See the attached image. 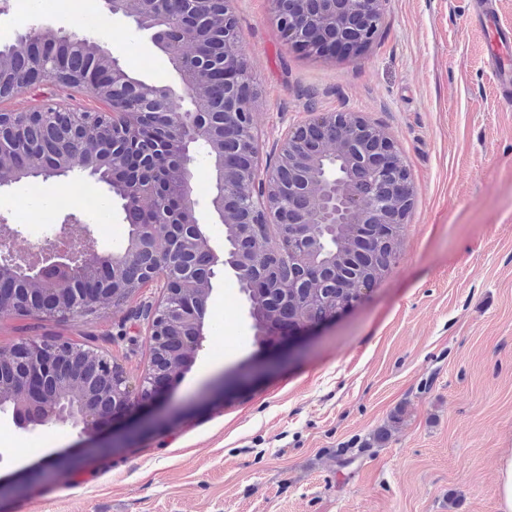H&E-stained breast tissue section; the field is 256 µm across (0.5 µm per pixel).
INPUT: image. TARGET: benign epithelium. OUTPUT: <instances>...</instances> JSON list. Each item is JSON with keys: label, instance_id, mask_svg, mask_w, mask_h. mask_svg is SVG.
<instances>
[{"label": "benign epithelium", "instance_id": "benign-epithelium-1", "mask_svg": "<svg viewBox=\"0 0 512 512\" xmlns=\"http://www.w3.org/2000/svg\"><path fill=\"white\" fill-rule=\"evenodd\" d=\"M276 27L288 41L313 54H323L336 46L357 49L371 44L384 18L386 0H271ZM123 7L112 14L131 17L142 25L154 14L156 0H122ZM189 8L174 16L158 17L148 25L154 43L174 62L197 54L201 40L194 34L175 41L173 34L196 28L191 19L209 15L216 0H184ZM231 0H224V141L213 140L201 132L183 138L184 118L206 112L213 102L206 95L203 79L195 71L177 68L180 91L169 86L132 85L118 60L103 53L104 63L83 76L81 83L106 105L104 110L71 112L65 107L40 106L25 113L47 126L59 124L60 116H69V127L82 129V118L105 120L107 134L138 130L147 111L155 113L179 144L177 192L190 216V232L177 239L170 234L171 214L162 205L160 191L149 174L124 184L126 209L130 212L152 209L156 221L135 227L127 256L121 260L100 251L92 238L78 248L65 237L61 225L53 244H33L35 261L15 252L8 240H0V268L26 277L31 284L43 282L48 272L56 274L53 291L64 302L61 311L67 318H87L112 296V290L133 293L152 284L162 291V299L150 330L151 361L145 376L143 394L156 393V380L171 377L187 368L182 347L187 341L184 329L168 303L176 283L167 276L173 255L194 258L202 280L210 282L219 268L231 269L249 288H266L259 274L268 262L277 258L304 269L319 266L317 252L322 240L313 225L325 224H403L412 206L414 190L408 171L399 160L394 142L382 131L348 112L319 113L288 130L280 141L276 164L262 174L257 155L260 136L254 124L256 92L250 84L241 49ZM138 96L141 103L130 106ZM244 146L242 155L225 150V142ZM212 164L217 192L211 194L209 210L224 224L237 225L242 238L260 239L268 224L291 227L287 246L272 249L267 245L253 251L228 248L217 252L210 243L197 214L200 202L194 193L192 164L198 145ZM148 206H143V203ZM150 254L144 275L130 281L126 268L142 251ZM105 272L111 288L100 291L93 271ZM77 274L87 275L88 289L70 291ZM15 281L0 278V317H37L39 311L15 296ZM209 291L198 294V313L194 320L193 351L202 348ZM27 354L23 374L0 372V410L11 408L14 425L25 432L36 427L69 424L87 434L101 420L119 409L131 407L135 389L111 359L84 345L64 339L47 340L28 336L9 346L0 345V367L13 358L18 349Z\"/></svg>", "mask_w": 512, "mask_h": 512}]
</instances>
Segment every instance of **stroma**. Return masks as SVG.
Instances as JSON below:
<instances>
[{"label":"stroma","mask_w":512,"mask_h":512,"mask_svg":"<svg viewBox=\"0 0 512 512\" xmlns=\"http://www.w3.org/2000/svg\"><path fill=\"white\" fill-rule=\"evenodd\" d=\"M0 0V46L36 29L87 34L140 80L179 87L151 31L105 0L73 11ZM261 137L260 170L285 130L317 112L362 116L396 144L414 200L391 264L349 312L301 345L262 347L232 271L211 282L206 339L156 399L92 437L53 427L33 447L0 416V512H499L498 472L512 455V108L500 104L486 37L468 0H388L377 39L312 55L291 45L271 0H233ZM95 107L90 92L46 84L0 101L27 112ZM99 250L128 234L121 201L96 178L22 180L0 188V225L25 251L29 227L68 215ZM155 287L87 319L0 320V345L61 337L110 355L131 382L150 360ZM266 366L214 402L210 388ZM39 482H19L22 472Z\"/></svg>","instance_id":"stroma-1"}]
</instances>
